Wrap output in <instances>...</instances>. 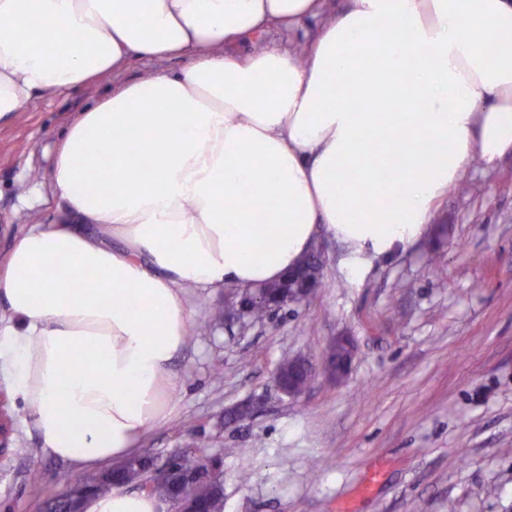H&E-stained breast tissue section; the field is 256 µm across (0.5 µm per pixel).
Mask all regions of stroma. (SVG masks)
<instances>
[{
    "mask_svg": "<svg viewBox=\"0 0 512 512\" xmlns=\"http://www.w3.org/2000/svg\"><path fill=\"white\" fill-rule=\"evenodd\" d=\"M89 104L73 90L0 120V268L29 225L55 223L59 134ZM463 181L475 193L447 194L428 233L358 275L321 233V288L264 321L213 322L223 293L189 290L178 413L142 452L221 458L224 512H512V154ZM341 334L355 356L336 383L321 366ZM295 356L318 368L297 398L274 383ZM39 446L1 384L0 512L69 495L78 472Z\"/></svg>",
    "mask_w": 512,
    "mask_h": 512,
    "instance_id": "stroma-1",
    "label": "stroma"
}]
</instances>
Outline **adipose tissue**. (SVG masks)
<instances>
[{
	"instance_id": "obj_1",
	"label": "adipose tissue",
	"mask_w": 512,
	"mask_h": 512,
	"mask_svg": "<svg viewBox=\"0 0 512 512\" xmlns=\"http://www.w3.org/2000/svg\"><path fill=\"white\" fill-rule=\"evenodd\" d=\"M324 0H0V119L72 89L55 223L0 271V378L44 455L131 457L176 414L190 288L282 279L320 231L359 269L512 150V0H346L305 55L233 46ZM37 25V38L28 35ZM181 57L100 97L131 59ZM113 488L85 512H165Z\"/></svg>"
}]
</instances>
